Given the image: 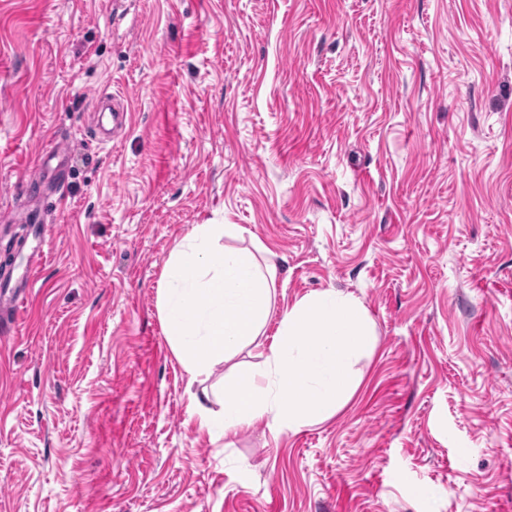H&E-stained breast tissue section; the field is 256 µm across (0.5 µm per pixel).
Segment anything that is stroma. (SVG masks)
<instances>
[{
    "mask_svg": "<svg viewBox=\"0 0 512 512\" xmlns=\"http://www.w3.org/2000/svg\"><path fill=\"white\" fill-rule=\"evenodd\" d=\"M35 212L0 512H512V0H0V263ZM196 224L268 250L276 314L361 300L336 417L227 446L190 416L157 294Z\"/></svg>",
    "mask_w": 512,
    "mask_h": 512,
    "instance_id": "35a3bbf8",
    "label": "stroma"
}]
</instances>
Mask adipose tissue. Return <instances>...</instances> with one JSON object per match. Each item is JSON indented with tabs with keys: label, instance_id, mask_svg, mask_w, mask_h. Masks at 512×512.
<instances>
[{
	"label": "adipose tissue",
	"instance_id": "1",
	"mask_svg": "<svg viewBox=\"0 0 512 512\" xmlns=\"http://www.w3.org/2000/svg\"><path fill=\"white\" fill-rule=\"evenodd\" d=\"M238 234L234 224L195 225L163 271L158 311L166 339L189 383L202 386L188 410L224 439L259 422L280 434L329 420L356 390L354 365L373 346L368 313L354 296L325 290L274 318L276 271L249 249L225 246ZM252 346L268 349L261 364L241 360ZM222 363L228 371L215 406L203 384Z\"/></svg>",
	"mask_w": 512,
	"mask_h": 512
}]
</instances>
